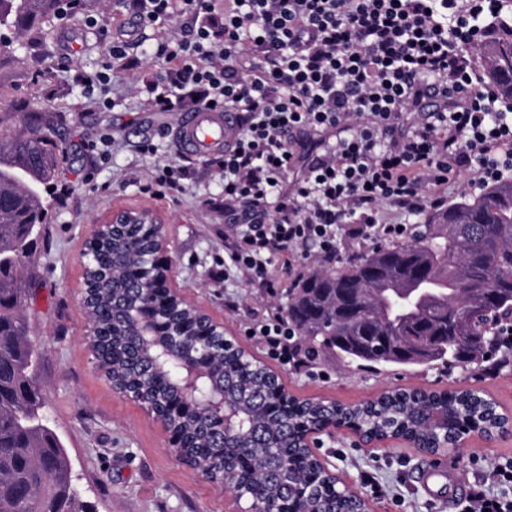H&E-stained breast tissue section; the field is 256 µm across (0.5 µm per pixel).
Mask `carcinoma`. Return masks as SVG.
<instances>
[{
    "mask_svg": "<svg viewBox=\"0 0 512 512\" xmlns=\"http://www.w3.org/2000/svg\"><path fill=\"white\" fill-rule=\"evenodd\" d=\"M56 0H0V27L15 31L46 22ZM489 21L476 47L483 79L512 101V0ZM0 134V512H83L70 462L59 440L37 417L34 350L22 309L27 238L42 223L39 187L50 184L57 157L33 131ZM155 243L135 221L105 227L88 244L84 267L89 343L95 366L119 393L160 401L174 394L171 363L136 342L138 314L148 291L130 280L150 267ZM295 335L288 346L314 361L333 354L347 366H420L440 361L477 367L498 350L496 331L512 320V179L490 185L435 211L402 244L373 246L336 270L317 269L288 293ZM197 312L175 304L157 316L165 332ZM211 376L239 411L238 434L219 446L222 419L195 409L175 416L188 447L184 457L239 475L242 497L259 512H343L352 507L335 477L302 447V433L338 415L380 437L412 435L423 443L462 423L482 430L499 424L495 407L474 389H392L373 401L337 408L276 391L267 367L249 353L207 340Z\"/></svg>",
    "mask_w": 512,
    "mask_h": 512,
    "instance_id": "obj_1",
    "label": "carcinoma"
}]
</instances>
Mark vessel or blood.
Instances as JSON below:
<instances>
[{
    "instance_id": "b4317fda",
    "label": "vessel or blood",
    "mask_w": 512,
    "mask_h": 512,
    "mask_svg": "<svg viewBox=\"0 0 512 512\" xmlns=\"http://www.w3.org/2000/svg\"><path fill=\"white\" fill-rule=\"evenodd\" d=\"M237 131L236 113L199 109L181 115L172 137L182 154L197 159L230 146Z\"/></svg>"
}]
</instances>
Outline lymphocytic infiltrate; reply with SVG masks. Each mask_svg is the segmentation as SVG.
<instances>
[{"instance_id":"f902f5d3","label":"lymphocytic infiltrate","mask_w":512,"mask_h":512,"mask_svg":"<svg viewBox=\"0 0 512 512\" xmlns=\"http://www.w3.org/2000/svg\"><path fill=\"white\" fill-rule=\"evenodd\" d=\"M146 24L189 15L191 38L157 42L154 111L237 113L224 151L225 271L277 294L272 269L334 262L342 229L405 237L382 205H448L469 173L512 177V102L482 81L475 47L499 0H133Z\"/></svg>"}]
</instances>
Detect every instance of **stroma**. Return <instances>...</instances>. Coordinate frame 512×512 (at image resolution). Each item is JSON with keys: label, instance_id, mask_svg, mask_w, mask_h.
<instances>
[{"label": "stroma", "instance_id": "stroma-1", "mask_svg": "<svg viewBox=\"0 0 512 512\" xmlns=\"http://www.w3.org/2000/svg\"><path fill=\"white\" fill-rule=\"evenodd\" d=\"M121 23L129 32V66L110 57L90 19ZM182 21L146 26L128 0H81L66 16L14 36L0 53V132L18 129L24 113L39 112L40 136L58 155L56 176L44 192V221L23 271L29 289L24 317L37 359V383L50 427L64 442L76 482L93 512H246L223 484L176 457L161 427L136 402L115 393L95 367L88 321L80 304V252L94 225L121 209L148 208L163 225L173 257L175 285L200 310L280 378L292 395L329 398L345 405L394 387L472 388L512 407V367L491 357L476 370L445 365L348 368L334 355L302 367L272 356L251 329L280 312L296 272L275 266L284 290L270 295L244 279L224 276V178L218 157L183 160L170 133L177 115L152 111L148 88L166 68L152 47L184 35ZM111 68L104 86L76 82L79 72ZM153 153H140L142 143ZM185 164L182 193L151 190L156 165ZM321 461L374 512H456V496L440 485L423 488V468L452 467L473 491L489 484L493 468L512 461V436L478 441L433 459L397 442L361 448L351 431L322 438Z\"/></svg>", "mask_w": 512, "mask_h": 512}]
</instances>
